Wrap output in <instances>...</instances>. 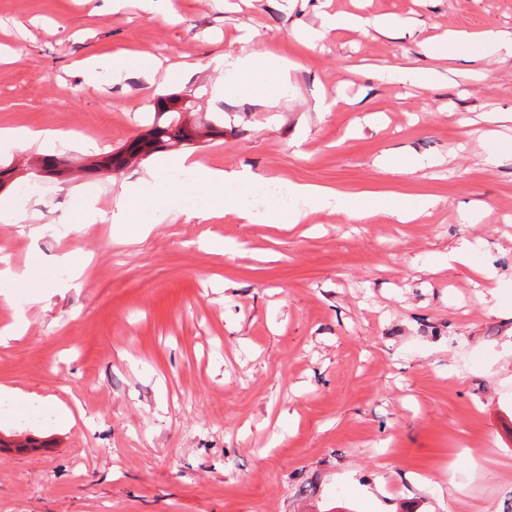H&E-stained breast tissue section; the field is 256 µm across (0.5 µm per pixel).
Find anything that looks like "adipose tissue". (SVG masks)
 I'll use <instances>...</instances> for the list:
<instances>
[{
  "mask_svg": "<svg viewBox=\"0 0 512 512\" xmlns=\"http://www.w3.org/2000/svg\"><path fill=\"white\" fill-rule=\"evenodd\" d=\"M360 29L380 36L392 33L421 32L422 27L416 20H398L389 16L359 17L345 13H321L318 27L303 33L302 39L307 46H315L325 34L332 31ZM242 42L252 44L253 49L245 55L230 53L213 58L215 71L221 72L222 80L212 88L214 99L221 100L227 96H250L266 101H276L288 93L292 62L272 53L259 50L260 35L247 31L241 37ZM423 55L438 59L459 60L467 66V73L477 81H484L488 73L482 62L489 55L512 58V31L489 28L478 33L463 29H448L439 39H427L420 44ZM61 134L40 129H17L0 132V147L20 151L37 150L39 154H52L56 144L63 142ZM163 168L169 170H186L192 175L193 186L210 189L211 194L201 206H187L182 195L173 193L171 189L155 192L153 183L155 174L124 183L114 211L110 213V221L114 224L132 225L139 232H146L144 220L146 204L150 201H164L168 208L176 209L187 218H200L206 213L222 209L233 214L245 224H297L304 217L300 211H282L268 209L258 211L239 205L234 198L224 197L222 189L229 184H253L259 182L258 173L250 169H225L213 167L188 156H178L163 160ZM290 193L321 208H336L346 212L351 218H363L366 213H382L394 221L405 223L415 219L422 212L434 207L433 198L420 201L409 199L393 201L390 193L373 192L368 203L355 201L337 190L314 184L293 183L289 186Z\"/></svg>",
  "mask_w": 512,
  "mask_h": 512,
  "instance_id": "adipose-tissue-1",
  "label": "adipose tissue"
}]
</instances>
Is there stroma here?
Returning a JSON list of instances; mask_svg holds the SVG:
<instances>
[{
  "label": "stroma",
  "mask_w": 512,
  "mask_h": 512,
  "mask_svg": "<svg viewBox=\"0 0 512 512\" xmlns=\"http://www.w3.org/2000/svg\"><path fill=\"white\" fill-rule=\"evenodd\" d=\"M332 12L512 30V0H158L115 14L105 0H0V128L70 131L117 151L159 97H190L222 133L192 157L261 174L270 186H327L437 198L416 221L351 220L303 201L302 223L187 221L165 206L132 239L84 224L72 193L111 209L140 165L72 180L26 171L0 186L23 222L0 223V260L37 269L36 302L0 300V512H503L512 503V152L470 138L487 100L512 109V59L482 83L449 74L428 88L371 78L419 56L416 38L297 34ZM291 59L278 104L216 103L208 61L245 54L237 30ZM157 58L168 77L86 87L85 57ZM334 95L328 112L317 100ZM431 168L390 174L379 163ZM70 215L78 232L55 225ZM48 225L33 236L31 224ZM468 241L487 271L449 265ZM69 255L71 277L59 279ZM40 442L25 448L26 439Z\"/></svg>",
  "instance_id": "35a3bbf8"
}]
</instances>
